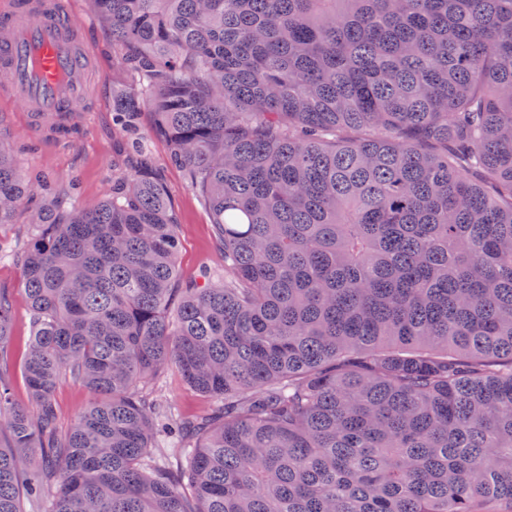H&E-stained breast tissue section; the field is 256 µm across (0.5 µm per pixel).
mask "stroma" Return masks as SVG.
Returning a JSON list of instances; mask_svg holds the SVG:
<instances>
[{
  "instance_id": "1",
  "label": "stroma",
  "mask_w": 512,
  "mask_h": 512,
  "mask_svg": "<svg viewBox=\"0 0 512 512\" xmlns=\"http://www.w3.org/2000/svg\"><path fill=\"white\" fill-rule=\"evenodd\" d=\"M72 2L85 23L87 42L100 52L96 69L88 80L89 109L78 115L82 135L63 144L43 139L36 150H28L27 142L33 134L27 113L21 112L11 98L0 96V144L11 150L27 181L36 187L47 182L67 188L66 205L78 210L112 194V167L122 155V144L112 132V86L122 81L123 76L112 68V41L92 0ZM152 123V115H141L134 139L160 170L177 213L179 277L184 282L219 278L224 274V251L209 210L188 186L183 170L169 164L167 142L150 133ZM27 215L28 206L23 203L14 223L0 224V291L13 301L11 349L17 368L22 366L27 353L30 306L21 266L12 254L30 237ZM152 385L160 399L182 417L198 420L210 411V400L189 388L175 370L165 371Z\"/></svg>"
}]
</instances>
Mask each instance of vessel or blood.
Instances as JSON below:
<instances>
[{
    "mask_svg": "<svg viewBox=\"0 0 512 512\" xmlns=\"http://www.w3.org/2000/svg\"><path fill=\"white\" fill-rule=\"evenodd\" d=\"M0 27L7 31L0 69L11 76L0 89L30 113L35 129L85 111L86 76L97 52L82 41L70 0H15Z\"/></svg>",
    "mask_w": 512,
    "mask_h": 512,
    "instance_id": "obj_1",
    "label": "vessel or blood"
}]
</instances>
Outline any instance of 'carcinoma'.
I'll list each match as a JSON object with an SVG mask.
<instances>
[{"label":"carcinoma","instance_id":"carcinoma-1","mask_svg":"<svg viewBox=\"0 0 512 512\" xmlns=\"http://www.w3.org/2000/svg\"><path fill=\"white\" fill-rule=\"evenodd\" d=\"M113 133L144 112L224 281L177 280L132 153L34 204L32 408L0 292V512H512V0H92ZM36 197L0 149V224ZM214 399L193 421L147 380ZM65 379L92 400L66 432ZM180 449L159 462L162 448Z\"/></svg>","mask_w":512,"mask_h":512}]
</instances>
